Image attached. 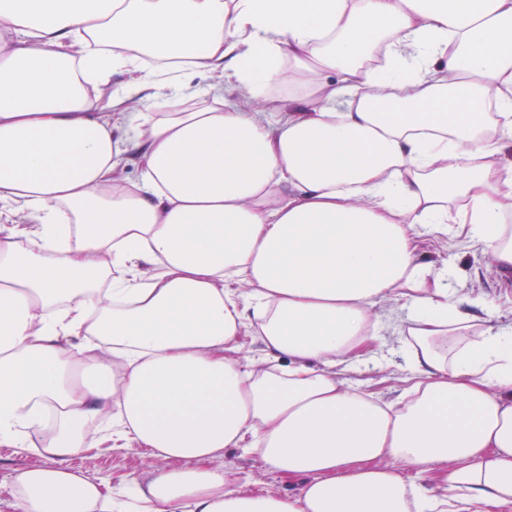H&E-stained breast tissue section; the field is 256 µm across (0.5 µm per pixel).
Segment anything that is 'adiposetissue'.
<instances>
[{"label": "adipose tissue", "instance_id": "adipose-tissue-1", "mask_svg": "<svg viewBox=\"0 0 512 512\" xmlns=\"http://www.w3.org/2000/svg\"><path fill=\"white\" fill-rule=\"evenodd\" d=\"M273 83L304 108L269 117ZM509 215L512 0H0V446L37 427L51 460L14 512L512 503V330L421 249L510 271ZM381 310L409 334L388 402L335 373ZM102 442L164 464L124 501L68 465ZM227 448L293 491L237 488Z\"/></svg>", "mask_w": 512, "mask_h": 512}]
</instances>
